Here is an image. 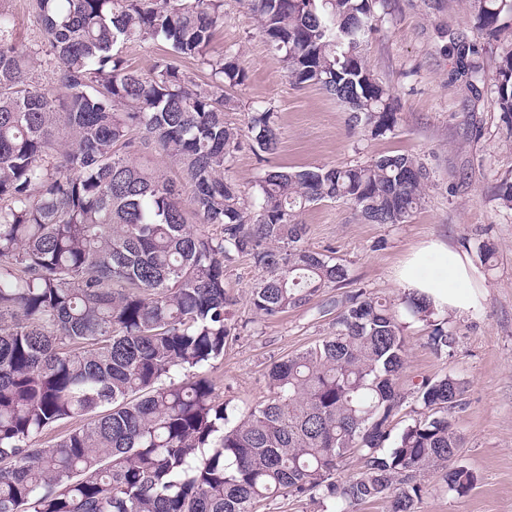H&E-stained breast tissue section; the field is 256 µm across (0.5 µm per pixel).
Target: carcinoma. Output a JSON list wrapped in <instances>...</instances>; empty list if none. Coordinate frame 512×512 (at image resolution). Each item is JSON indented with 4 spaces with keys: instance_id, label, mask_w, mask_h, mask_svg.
Wrapping results in <instances>:
<instances>
[{
    "instance_id": "1",
    "label": "carcinoma",
    "mask_w": 512,
    "mask_h": 512,
    "mask_svg": "<svg viewBox=\"0 0 512 512\" xmlns=\"http://www.w3.org/2000/svg\"><path fill=\"white\" fill-rule=\"evenodd\" d=\"M0 0V512H253L264 500L330 499L338 512L389 499L415 512L417 475L445 464L447 488L471 489L455 465L462 406L451 374L413 390L422 407L391 435L404 401L399 304L353 285L332 249L305 244L300 215L342 200L374 224H403L424 202L427 172L410 154L363 165L267 171L250 188L226 177L247 145L279 149L278 115L257 107L247 133L227 124L229 87L247 74L213 54L224 0H31L37 38L22 49ZM296 86H320L373 136L394 130L389 90L358 48L375 0H241ZM496 31L512 0H474ZM158 42L170 55L147 76L120 46ZM207 71L198 82L177 64ZM512 133V56L496 71ZM179 166L180 178L150 154ZM192 188L186 209L184 187ZM496 197L512 210V178ZM216 229L208 233L200 226ZM239 256L262 271L249 306L263 321L323 298L330 336L274 363L268 396L232 419L207 374L246 324L225 288ZM435 352L454 355L436 323ZM78 419L58 443L52 427ZM389 452L384 453L382 449ZM363 465L336 477L343 459Z\"/></svg>"
}]
</instances>
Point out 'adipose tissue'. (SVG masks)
I'll list each match as a JSON object with an SVG mask.
<instances>
[{
	"mask_svg": "<svg viewBox=\"0 0 512 512\" xmlns=\"http://www.w3.org/2000/svg\"><path fill=\"white\" fill-rule=\"evenodd\" d=\"M393 277L407 293L425 297L438 314L481 304V273L466 253L439 239L425 241L409 253Z\"/></svg>",
	"mask_w": 512,
	"mask_h": 512,
	"instance_id": "obj_1",
	"label": "adipose tissue"
}]
</instances>
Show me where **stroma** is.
I'll use <instances>...</instances> for the list:
<instances>
[{
	"label": "stroma",
	"mask_w": 512,
	"mask_h": 512,
	"mask_svg": "<svg viewBox=\"0 0 512 512\" xmlns=\"http://www.w3.org/2000/svg\"><path fill=\"white\" fill-rule=\"evenodd\" d=\"M374 13L376 28L361 52L399 114L394 131L379 137L351 128L347 109L319 86L293 85L256 17L241 0H224L213 47L238 58L247 73L244 86L232 89L235 105L224 119L242 128L252 108L270 106L281 127L276 154L262 162L242 149L230 175L248 188L273 167L353 165L397 153L420 158L429 176L425 201L407 222L373 224L355 207L328 201L302 214L306 243L333 249L359 287L392 300L404 294L393 269L424 241L441 239L474 260L481 246L493 250L491 261L479 266L480 306L434 317L455 338L453 357L429 345L431 322L408 320L401 384L407 397L391 428L400 431L418 410L410 395L414 384L446 374L464 381L463 405L455 413L464 439L458 462L477 480L460 494L444 489L443 468L420 474L415 512H512V210L495 196L500 180L512 177V135L493 80L502 59L512 56V18L504 17L489 35L476 25L473 0H377ZM458 44L477 48L483 80L457 71ZM259 278L248 258L229 265L226 283L247 327L208 370L216 396L235 411L263 400L270 366L328 337L334 320L315 304L275 321L253 320L246 299Z\"/></svg>",
	"instance_id": "35a3bbf8"
}]
</instances>
